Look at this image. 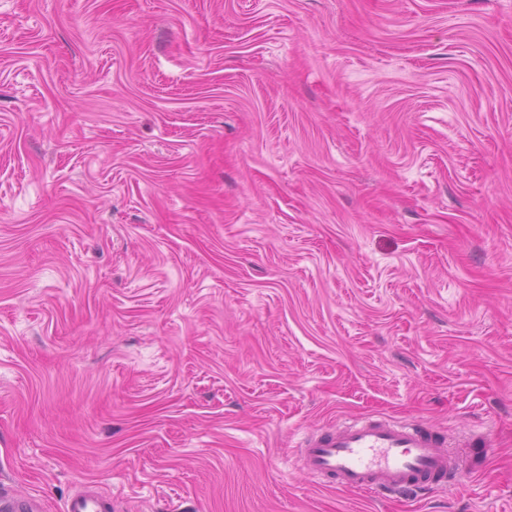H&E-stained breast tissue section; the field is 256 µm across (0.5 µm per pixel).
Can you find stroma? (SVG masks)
Segmentation results:
<instances>
[{"instance_id":"1","label":"stroma","mask_w":512,"mask_h":512,"mask_svg":"<svg viewBox=\"0 0 512 512\" xmlns=\"http://www.w3.org/2000/svg\"><path fill=\"white\" fill-rule=\"evenodd\" d=\"M355 417L461 485L307 474ZM0 488L512 512V0H0Z\"/></svg>"}]
</instances>
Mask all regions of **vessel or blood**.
Returning a JSON list of instances; mask_svg holds the SVG:
<instances>
[{
    "label": "vessel or blood",
    "mask_w": 512,
    "mask_h": 512,
    "mask_svg": "<svg viewBox=\"0 0 512 512\" xmlns=\"http://www.w3.org/2000/svg\"><path fill=\"white\" fill-rule=\"evenodd\" d=\"M297 458L309 474L356 492H401L456 486L463 475L447 439L427 426L386 418H360L305 437ZM63 512H107L104 498L79 492Z\"/></svg>",
    "instance_id": "vessel-or-blood-1"
}]
</instances>
